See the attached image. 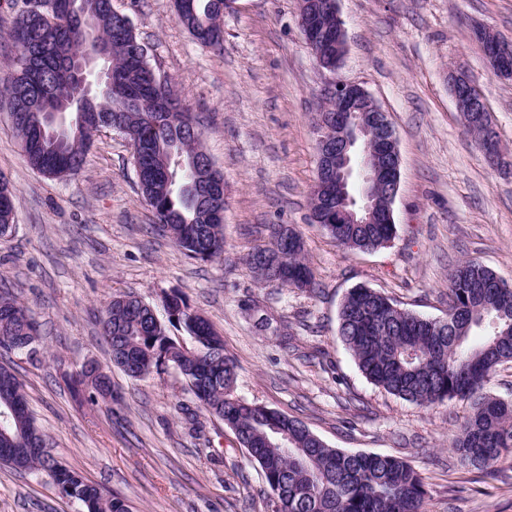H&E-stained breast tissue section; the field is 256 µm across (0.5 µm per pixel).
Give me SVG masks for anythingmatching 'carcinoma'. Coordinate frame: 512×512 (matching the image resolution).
Segmentation results:
<instances>
[{
	"instance_id": "obj_1",
	"label": "carcinoma",
	"mask_w": 512,
	"mask_h": 512,
	"mask_svg": "<svg viewBox=\"0 0 512 512\" xmlns=\"http://www.w3.org/2000/svg\"><path fill=\"white\" fill-rule=\"evenodd\" d=\"M40 19L17 13L10 36L23 54L5 88L29 166L53 179L81 170L93 135L117 124L139 168L138 187L159 233L187 257L212 262L224 253V199L208 187L223 175L206 168L197 115L171 86L147 76L148 62L134 28L118 24L110 0H53ZM176 16L204 46L224 39V0H175ZM110 47L106 91L88 88L76 63L98 41ZM311 191L314 222L347 251H372L395 238L394 224H327ZM13 189L0 181V236L12 232ZM299 231L244 257L268 284L312 290ZM495 273L468 260L448 277V316L431 319L363 286L339 309L337 336L359 370L387 393L423 408L458 400L471 413L458 424L451 447L468 465L488 474L512 458V401L484 392L497 367L512 361V288H494ZM186 312L163 321L155 307L127 294L112 298L100 319L112 365L141 380L170 370L182 376L197 408L224 421L260 468L275 512H427L420 474L399 457L331 448L299 419L235 394L236 364L210 322L179 294ZM185 336L170 335V329ZM39 327L13 293L0 287V357L36 352ZM73 392L82 401L112 402V377L83 366ZM286 432L292 444H277ZM0 463L45 473L84 512H131L127 502L62 465L35 425L22 384L0 363Z\"/></svg>"
}]
</instances>
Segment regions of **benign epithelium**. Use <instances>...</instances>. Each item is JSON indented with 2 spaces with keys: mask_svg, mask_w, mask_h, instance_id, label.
<instances>
[{
  "mask_svg": "<svg viewBox=\"0 0 512 512\" xmlns=\"http://www.w3.org/2000/svg\"><path fill=\"white\" fill-rule=\"evenodd\" d=\"M326 10H339L335 0H297L298 25L319 68L333 74L321 91L322 103L316 114L318 176L328 186L336 181L354 188L343 200L328 205L333 224H376L382 220L377 211L375 188L399 182L400 163L394 161L395 132L378 102L359 83L334 78L347 55L344 21L336 15V24L323 28L317 17ZM491 71L501 77L512 76V45L496 39L485 30L478 40ZM81 72L94 71L99 89L105 80L107 58L92 53L78 64ZM449 89L461 112H482L491 120L490 110L471 79L463 73L451 76Z\"/></svg>",
  "mask_w": 512,
  "mask_h": 512,
  "instance_id": "1",
  "label": "benign epithelium"
}]
</instances>
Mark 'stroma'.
<instances>
[{
	"mask_svg": "<svg viewBox=\"0 0 512 512\" xmlns=\"http://www.w3.org/2000/svg\"><path fill=\"white\" fill-rule=\"evenodd\" d=\"M24 0H0V90L18 49L9 30ZM156 74L201 118L224 175V255L186 257L153 228L122 134L98 133L83 169L51 179L24 160L0 104V175L15 188L0 238V285L40 323L37 356L11 354L51 452L124 498L132 512H274V499L234 434L216 418L191 435L194 400L174 372L144 380L113 370L119 404L75 400L87 358L109 364L97 321L112 296L151 303L176 292L200 310L237 361L236 393L300 419L327 445L402 457L422 476L429 512H512V468L486 476L450 443L468 404L426 409L374 386L337 337L345 294L379 290L401 308L448 314V275L475 260L512 283V80L491 74L473 30L512 41V0H339L348 53L338 78L363 85L391 121L401 159L390 247L350 252L310 222L317 152L312 117L327 79L298 25L296 0H238L224 41L206 47L175 19L173 0H112ZM466 71L505 151L484 161L458 116L448 75ZM301 231L311 291L275 288L243 262L268 227ZM0 512H81L41 472L0 466Z\"/></svg>",
	"mask_w": 512,
	"mask_h": 512,
	"instance_id": "obj_1",
	"label": "stroma"
}]
</instances>
